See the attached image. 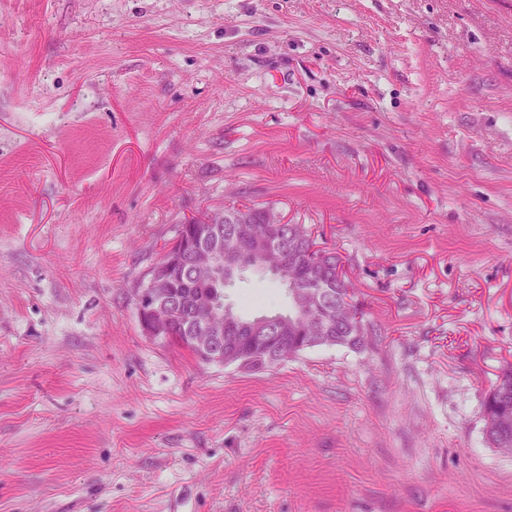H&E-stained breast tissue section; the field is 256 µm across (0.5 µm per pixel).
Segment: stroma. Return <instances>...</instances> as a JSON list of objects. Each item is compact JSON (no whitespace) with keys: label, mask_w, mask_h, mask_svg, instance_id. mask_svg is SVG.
I'll use <instances>...</instances> for the list:
<instances>
[{"label":"stroma","mask_w":512,"mask_h":512,"mask_svg":"<svg viewBox=\"0 0 512 512\" xmlns=\"http://www.w3.org/2000/svg\"><path fill=\"white\" fill-rule=\"evenodd\" d=\"M229 205L338 252L374 345L144 336L132 288ZM510 368L512 0H0V512H512ZM484 421L489 443L494 448H509L512 453V369L503 371L489 390Z\"/></svg>","instance_id":"stroma-1"}]
</instances>
